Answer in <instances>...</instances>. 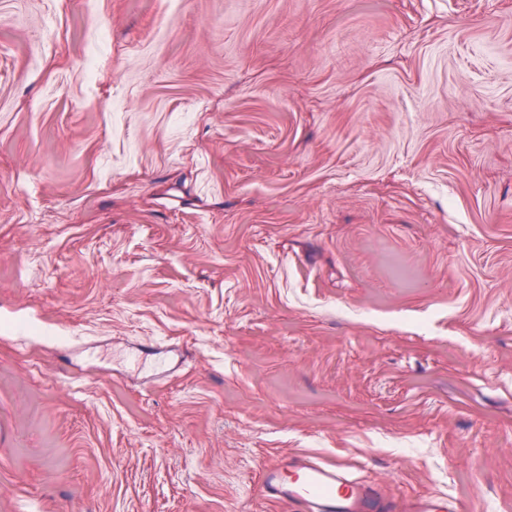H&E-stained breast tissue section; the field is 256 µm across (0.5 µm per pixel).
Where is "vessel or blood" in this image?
<instances>
[{"mask_svg":"<svg viewBox=\"0 0 512 512\" xmlns=\"http://www.w3.org/2000/svg\"><path fill=\"white\" fill-rule=\"evenodd\" d=\"M265 495L297 512H461L448 498L428 495L395 507L378 482L351 477L342 467L307 456L289 457L263 472Z\"/></svg>","mask_w":512,"mask_h":512,"instance_id":"vessel-or-blood-1","label":"vessel or blood"}]
</instances>
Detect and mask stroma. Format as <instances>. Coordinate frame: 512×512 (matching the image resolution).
<instances>
[{
    "instance_id": "obj_1",
    "label": "stroma",
    "mask_w": 512,
    "mask_h": 512,
    "mask_svg": "<svg viewBox=\"0 0 512 512\" xmlns=\"http://www.w3.org/2000/svg\"><path fill=\"white\" fill-rule=\"evenodd\" d=\"M296 455L512 512V0H0V512Z\"/></svg>"
}]
</instances>
